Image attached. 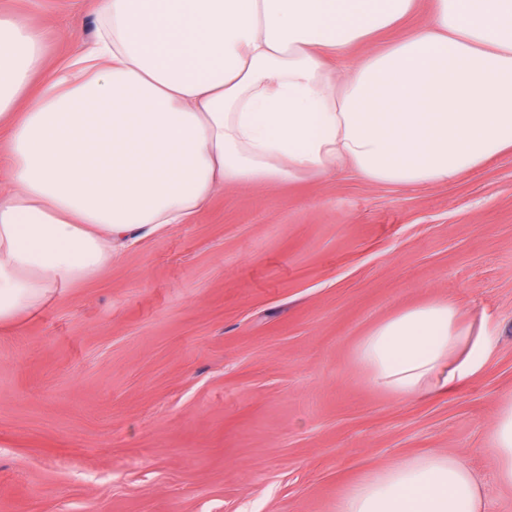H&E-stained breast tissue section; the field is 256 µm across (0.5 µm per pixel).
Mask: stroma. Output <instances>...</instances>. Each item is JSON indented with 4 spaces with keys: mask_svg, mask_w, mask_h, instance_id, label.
<instances>
[{
    "mask_svg": "<svg viewBox=\"0 0 512 512\" xmlns=\"http://www.w3.org/2000/svg\"><path fill=\"white\" fill-rule=\"evenodd\" d=\"M46 60L92 0H0ZM449 298L499 348L451 398L403 401L351 363L396 311ZM512 394V155L405 188L335 177L217 191L164 234L0 328V512H334L400 457L484 454Z\"/></svg>",
    "mask_w": 512,
    "mask_h": 512,
    "instance_id": "obj_1",
    "label": "stroma"
}]
</instances>
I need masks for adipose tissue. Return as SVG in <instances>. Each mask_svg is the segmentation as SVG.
<instances>
[{
  "label": "adipose tissue",
  "instance_id": "obj_1",
  "mask_svg": "<svg viewBox=\"0 0 512 512\" xmlns=\"http://www.w3.org/2000/svg\"><path fill=\"white\" fill-rule=\"evenodd\" d=\"M417 0H93L96 37L45 63L0 17V326L123 246L182 224L217 190L349 169L403 187L512 154V0H431L409 37L339 68ZM498 349L452 299L405 307L354 366L399 399L445 398ZM512 487V396L486 437ZM336 512H492L463 456L428 450L351 484Z\"/></svg>",
  "mask_w": 512,
  "mask_h": 512
}]
</instances>
